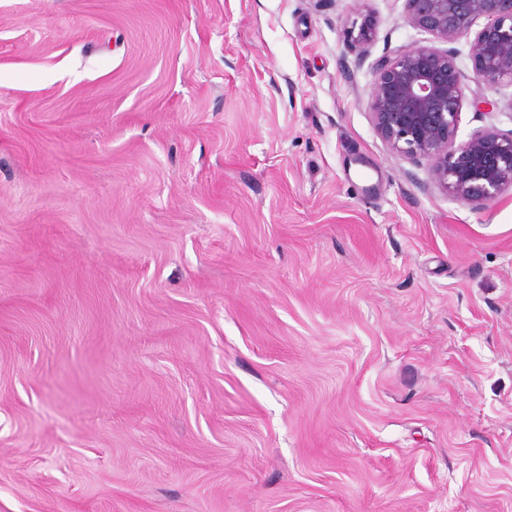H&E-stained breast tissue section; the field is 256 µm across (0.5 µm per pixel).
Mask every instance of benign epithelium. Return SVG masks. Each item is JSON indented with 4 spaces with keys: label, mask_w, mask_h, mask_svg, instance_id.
I'll return each instance as SVG.
<instances>
[{
    "label": "benign epithelium",
    "mask_w": 512,
    "mask_h": 512,
    "mask_svg": "<svg viewBox=\"0 0 512 512\" xmlns=\"http://www.w3.org/2000/svg\"><path fill=\"white\" fill-rule=\"evenodd\" d=\"M407 20L435 39L466 38L474 80L512 86V0H405ZM486 22L474 28L477 19ZM465 85L451 49L402 47L377 64L368 106L393 153L426 163L434 185L469 204L512 190V132L477 130L456 141Z\"/></svg>",
    "instance_id": "obj_1"
}]
</instances>
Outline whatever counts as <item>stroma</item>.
I'll return each instance as SVG.
<instances>
[{
  "mask_svg": "<svg viewBox=\"0 0 512 512\" xmlns=\"http://www.w3.org/2000/svg\"><path fill=\"white\" fill-rule=\"evenodd\" d=\"M405 15L0 0V512H512V190L377 136Z\"/></svg>",
  "mask_w": 512,
  "mask_h": 512,
  "instance_id": "obj_1",
  "label": "stroma"
}]
</instances>
